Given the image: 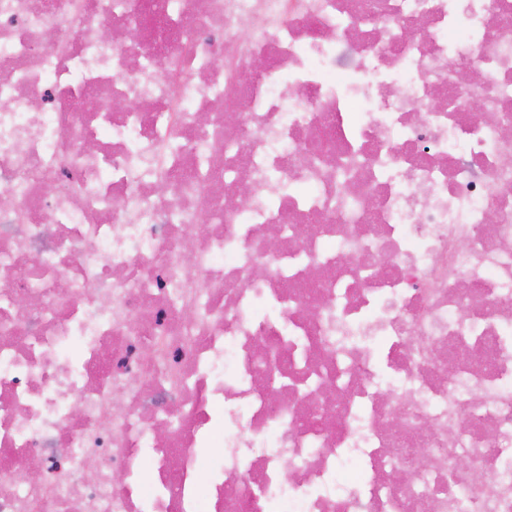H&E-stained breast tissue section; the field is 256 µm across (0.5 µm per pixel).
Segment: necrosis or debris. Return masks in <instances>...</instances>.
Masks as SVG:
<instances>
[{
    "label": "necrosis or debris",
    "instance_id": "obj_1",
    "mask_svg": "<svg viewBox=\"0 0 512 512\" xmlns=\"http://www.w3.org/2000/svg\"><path fill=\"white\" fill-rule=\"evenodd\" d=\"M167 2L0 0V512H512V0Z\"/></svg>",
    "mask_w": 512,
    "mask_h": 512
}]
</instances>
